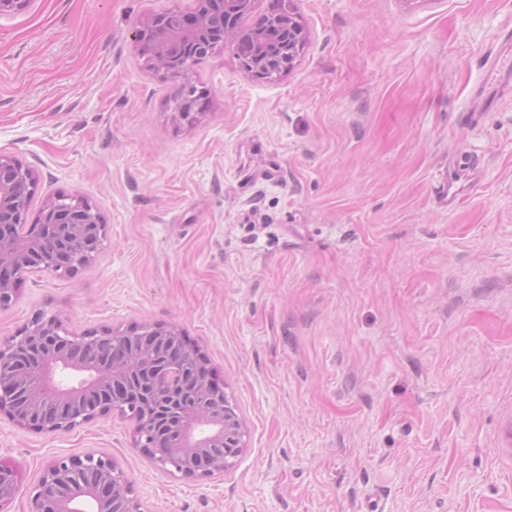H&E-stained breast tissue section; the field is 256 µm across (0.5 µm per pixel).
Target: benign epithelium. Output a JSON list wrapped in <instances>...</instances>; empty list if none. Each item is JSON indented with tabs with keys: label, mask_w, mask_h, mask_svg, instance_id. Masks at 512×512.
<instances>
[{
	"label": "benign epithelium",
	"mask_w": 512,
	"mask_h": 512,
	"mask_svg": "<svg viewBox=\"0 0 512 512\" xmlns=\"http://www.w3.org/2000/svg\"><path fill=\"white\" fill-rule=\"evenodd\" d=\"M224 0L157 15L134 34L156 39L151 64L185 83L176 112L188 119L206 90L189 81L200 59L232 44L236 31L209 24ZM35 173L0 155V306L9 304L23 274L42 270L69 278L94 260L107 236L100 208L70 196L45 201L34 224L27 202ZM20 426L69 432L118 413L134 420L135 447L163 471L202 479L232 470L246 450L247 430L236 405L215 385L205 358L174 327L104 328L63 332L54 318L36 316L0 342V412ZM11 470L0 465V503L14 497ZM33 512H140L132 481L104 454L52 459Z\"/></svg>",
	"instance_id": "benign-epithelium-1"
}]
</instances>
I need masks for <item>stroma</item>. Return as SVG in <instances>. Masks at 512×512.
Instances as JSON below:
<instances>
[{"label":"stroma","mask_w":512,"mask_h":512,"mask_svg":"<svg viewBox=\"0 0 512 512\" xmlns=\"http://www.w3.org/2000/svg\"><path fill=\"white\" fill-rule=\"evenodd\" d=\"M191 0H28L0 12V153L29 206L95 203L107 239L76 278L28 273L0 341L35 316L73 333L179 329L244 420L228 473L157 470L114 414L45 433L0 413L30 512L48 462L97 452L141 512H512V0H291L293 65L231 48L182 80L133 35ZM456 177V197L440 187ZM486 80L495 85L496 95H511L512 58L507 54L495 58L488 69Z\"/></svg>","instance_id":"obj_1"}]
</instances>
